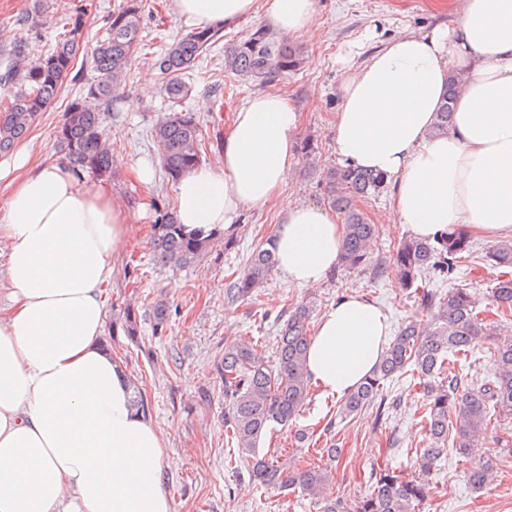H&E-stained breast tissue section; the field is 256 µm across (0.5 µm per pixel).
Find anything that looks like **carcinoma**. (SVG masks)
<instances>
[{"label": "carcinoma", "mask_w": 512, "mask_h": 512, "mask_svg": "<svg viewBox=\"0 0 512 512\" xmlns=\"http://www.w3.org/2000/svg\"><path fill=\"white\" fill-rule=\"evenodd\" d=\"M143 0H123L106 19V37L94 49V79L86 93L74 99L64 123L57 131L59 148L69 165L96 177L112 175V153L104 139L100 105L121 95L128 66L140 44ZM48 23L57 30L51 53L19 68L31 54V38L14 42L11 62L0 80L17 85L7 109L0 114V154L10 152L27 137L41 112L54 101L82 50L81 26L77 19L62 15ZM223 39L219 29H193L170 44L158 61L164 75L163 93L176 102L189 89L180 75ZM302 53L287 43L272 41L260 26L249 36L224 50L225 72L263 84L299 70ZM167 179L179 180L200 164V126L193 112H173L151 131ZM320 183L327 203L342 217L344 237L340 262L351 267H369L374 278L389 272L402 284L414 288L412 298L421 316L406 322L386 348L372 375L337 404L336 418L343 423L368 410H375V424L386 415L387 396L383 382L397 374L412 372L427 380L426 397L420 405L424 445L417 452L413 472L403 475L385 467L373 474L368 493L350 499L320 501L321 512H422L430 497L427 476L442 456L453 448H467L488 434L492 418L512 416V343L493 348L494 372L484 378L468 376L455 369L454 358L474 352L481 338L492 336V323L481 317L478 302L465 288L441 293L416 285L427 276L456 274L462 254L472 253L470 236L459 229L432 244L406 238L393 248L388 260L373 257L370 245L377 225L368 221L355 205L387 185L384 175L349 166L321 168ZM217 231H188L173 213H164L154 224L152 250L161 266H187L204 255ZM499 269L491 296L502 316L512 314V242L497 244L487 255ZM276 266L273 253L260 245L247 259L239 278L226 289L227 299L239 301L263 286ZM169 318L163 300L153 306L155 332H162ZM312 304L301 302L288 311L277 331V360L266 363L255 345L239 338L224 344V355L216 372L224 389V428L234 439L250 477L260 485L281 493L300 488L319 498L330 471L319 466L296 473L274 455L258 454L261 438L276 425L286 427L302 411L312 380L306 369L311 336ZM476 490L489 486L494 462H474L467 469Z\"/></svg>", "instance_id": "obj_1"}]
</instances>
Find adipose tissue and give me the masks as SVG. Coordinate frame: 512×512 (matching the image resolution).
Masks as SVG:
<instances>
[{"instance_id": "obj_1", "label": "adipose tissue", "mask_w": 512, "mask_h": 512, "mask_svg": "<svg viewBox=\"0 0 512 512\" xmlns=\"http://www.w3.org/2000/svg\"><path fill=\"white\" fill-rule=\"evenodd\" d=\"M276 31L308 40L316 0H265ZM255 0H173L199 28L230 27ZM455 27L388 40L363 63L341 57L335 150L394 182L391 223L436 241L458 225L512 237V0H463ZM464 76L448 134L433 132L451 74ZM300 114L280 93L234 112L217 168L176 186L188 230L229 228L240 211L277 201L297 168ZM11 191L0 214V512H171L162 481L166 438L131 403L124 367L105 346L102 289L131 218L104 185L60 161L17 152L0 163ZM344 227L312 203L284 206L277 267L304 288L323 284ZM387 314L347 293L321 318L307 369L344 397L377 366Z\"/></svg>"}]
</instances>
